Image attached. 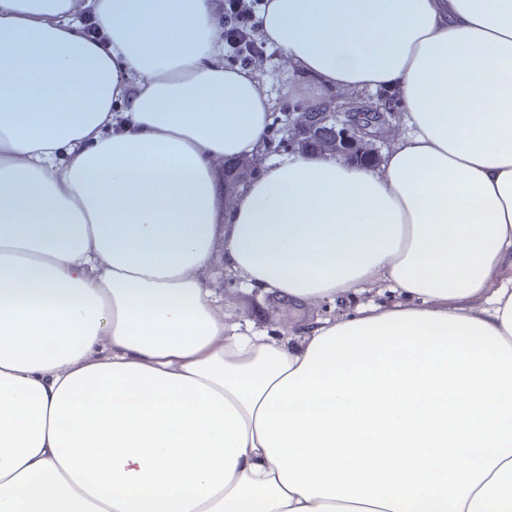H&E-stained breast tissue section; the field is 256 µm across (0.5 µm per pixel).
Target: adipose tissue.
Here are the masks:
<instances>
[{"instance_id": "1", "label": "adipose tissue", "mask_w": 512, "mask_h": 512, "mask_svg": "<svg viewBox=\"0 0 512 512\" xmlns=\"http://www.w3.org/2000/svg\"><path fill=\"white\" fill-rule=\"evenodd\" d=\"M0 0V512H512V0H264L383 160L284 156L218 0ZM396 301L302 333L224 318ZM225 274L221 264L209 273L213 288L224 297V316L229 322L255 330L284 328L294 332L302 330L308 323L320 316L338 313L329 310L328 303H297L286 306L279 298L260 289L234 288L232 283L224 286Z\"/></svg>"}]
</instances>
